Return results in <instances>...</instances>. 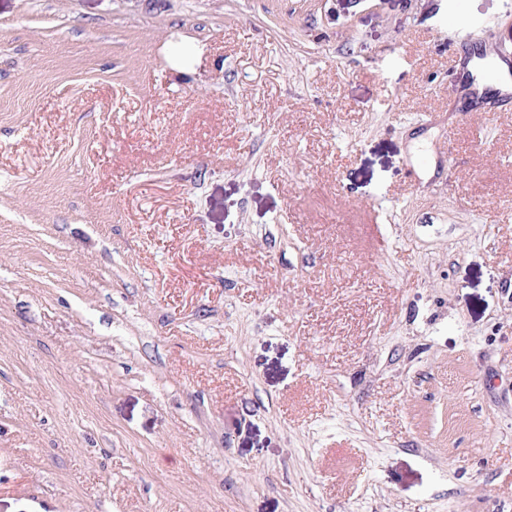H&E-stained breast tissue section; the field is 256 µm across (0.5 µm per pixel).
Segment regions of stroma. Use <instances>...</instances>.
<instances>
[{
    "instance_id": "1",
    "label": "stroma",
    "mask_w": 512,
    "mask_h": 512,
    "mask_svg": "<svg viewBox=\"0 0 512 512\" xmlns=\"http://www.w3.org/2000/svg\"><path fill=\"white\" fill-rule=\"evenodd\" d=\"M460 18L512 70V0H0V512H512Z\"/></svg>"
}]
</instances>
